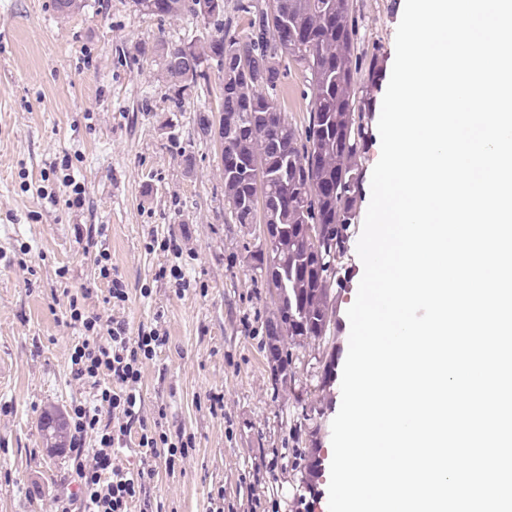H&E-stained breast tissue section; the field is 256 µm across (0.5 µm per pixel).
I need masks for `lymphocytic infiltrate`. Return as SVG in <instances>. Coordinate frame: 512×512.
Returning a JSON list of instances; mask_svg holds the SVG:
<instances>
[{
	"label": "lymphocytic infiltrate",
	"mask_w": 512,
	"mask_h": 512,
	"mask_svg": "<svg viewBox=\"0 0 512 512\" xmlns=\"http://www.w3.org/2000/svg\"><path fill=\"white\" fill-rule=\"evenodd\" d=\"M71 319L82 323L86 334L70 354L75 380L90 382L92 401L72 406L68 416L69 494L56 497L54 512H131L146 484L155 476L154 461L173 468L179 451L168 436L148 427L142 411L140 384L145 361L167 345L156 329L139 328L129 335L125 322L102 327L98 315L72 310ZM139 428L138 446L149 466L132 470L120 465L116 450L132 428ZM94 447H87V440Z\"/></svg>",
	"instance_id": "obj_1"
}]
</instances>
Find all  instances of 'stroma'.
Returning a JSON list of instances; mask_svg holds the SVG:
<instances>
[{
  "label": "stroma",
  "instance_id": "stroma-1",
  "mask_svg": "<svg viewBox=\"0 0 512 512\" xmlns=\"http://www.w3.org/2000/svg\"><path fill=\"white\" fill-rule=\"evenodd\" d=\"M80 2L63 13L56 0H0V512H52L66 492L68 459L40 426L45 413L67 417L94 394L71 374L83 334L66 315L73 298L102 322L125 321L130 334L145 326L169 338L142 368L144 415L191 444L149 486L159 512H329L341 384L319 390L320 361L332 352L345 363L357 251L343 260L349 279L329 341L281 340L293 359L280 371L266 334L274 297L255 261L262 227L225 223L221 150L199 130L222 82L214 72L178 96L158 49L208 27L188 13L158 19L134 0ZM350 4L363 57L392 66L402 0ZM276 97L304 129L308 83L298 66ZM76 190L81 200L69 205ZM169 238L178 251L162 247ZM174 266L184 281L170 276ZM115 279L125 301L107 299Z\"/></svg>",
  "mask_w": 512,
  "mask_h": 512
}]
</instances>
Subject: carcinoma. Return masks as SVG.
Returning <instances> with one entry per match:
<instances>
[{
    "mask_svg": "<svg viewBox=\"0 0 512 512\" xmlns=\"http://www.w3.org/2000/svg\"><path fill=\"white\" fill-rule=\"evenodd\" d=\"M198 0H155L149 14L163 20L189 12ZM247 17L240 35L224 14L203 19L214 30L201 42L163 43L168 81L180 94L210 70L222 74V106L235 117L224 136V223L259 224L247 206L261 194L273 231L258 268L278 300L266 330L294 344L324 342L336 324V289L348 229L357 219L366 118L376 104L383 59L359 80L356 23L349 0H239ZM293 61L308 76L310 114L304 133L288 121L275 92Z\"/></svg>",
    "mask_w": 512,
    "mask_h": 512,
    "instance_id": "1",
    "label": "carcinoma"
}]
</instances>
